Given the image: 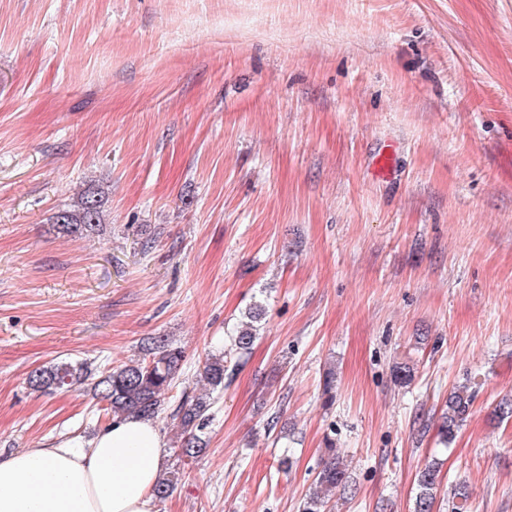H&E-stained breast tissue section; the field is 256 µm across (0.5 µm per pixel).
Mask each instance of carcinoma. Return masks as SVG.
<instances>
[{
  "mask_svg": "<svg viewBox=\"0 0 512 512\" xmlns=\"http://www.w3.org/2000/svg\"><path fill=\"white\" fill-rule=\"evenodd\" d=\"M109 202L102 190L90 186L70 206L53 213L51 223L63 236L89 235L99 230L105 208ZM265 315V307L256 303L248 311V321L232 337L235 351H247L256 338L257 326ZM184 355L181 348L167 339L157 337L146 347V358L120 365L94 382L96 398L106 403L112 418L136 416L144 419L157 417L162 406V396L172 388L182 369ZM227 354L213 355L206 359L199 370V377L208 392L198 396H184L175 419L178 420L177 443L182 456L195 458L206 451L203 430L209 421L210 394L224 389L227 375ZM92 370L83 363L61 361L37 369L28 376L29 386L41 393L71 387L88 380ZM474 392L469 385L454 388L448 394L447 409L441 414L440 438L450 443L469 414ZM179 472L172 471L156 486L159 500L173 492ZM437 463H427L418 473L413 512H434L439 486ZM349 492V476L339 453L332 452L324 461L315 481L314 489L303 499L302 512H326L327 504L335 495ZM471 492L462 483L456 486L452 497L451 512H467L466 504Z\"/></svg>",
  "mask_w": 512,
  "mask_h": 512,
  "instance_id": "cac0c4a2",
  "label": "carcinoma"
}]
</instances>
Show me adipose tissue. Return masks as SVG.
<instances>
[{"mask_svg": "<svg viewBox=\"0 0 512 512\" xmlns=\"http://www.w3.org/2000/svg\"><path fill=\"white\" fill-rule=\"evenodd\" d=\"M165 455L155 425L129 417L0 457V512H156Z\"/></svg>", "mask_w": 512, "mask_h": 512, "instance_id": "ef3b65f1", "label": "adipose tissue"}]
</instances>
